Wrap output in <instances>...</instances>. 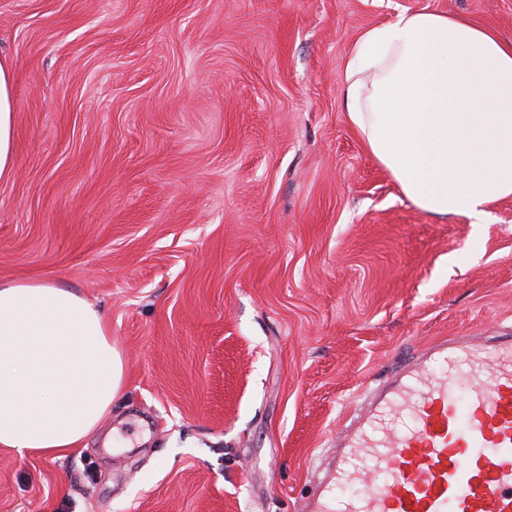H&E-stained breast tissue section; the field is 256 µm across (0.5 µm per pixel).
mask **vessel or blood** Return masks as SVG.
<instances>
[{
    "label": "vessel or blood",
    "instance_id": "b4317fda",
    "mask_svg": "<svg viewBox=\"0 0 512 512\" xmlns=\"http://www.w3.org/2000/svg\"><path fill=\"white\" fill-rule=\"evenodd\" d=\"M363 458L381 474L377 485L366 486ZM343 485L361 491L333 500ZM308 512H512V335L491 346L445 341L409 361L372 394Z\"/></svg>",
    "mask_w": 512,
    "mask_h": 512
}]
</instances>
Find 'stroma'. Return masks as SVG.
<instances>
[{
  "mask_svg": "<svg viewBox=\"0 0 512 512\" xmlns=\"http://www.w3.org/2000/svg\"><path fill=\"white\" fill-rule=\"evenodd\" d=\"M402 9L512 40V0H0V280L76 288L124 363L76 448H0V512H303L369 389L512 333V198L424 212L346 121L342 62ZM16 100L11 64L0 59V180H7L17 165L15 150Z\"/></svg>",
  "mask_w": 512,
  "mask_h": 512,
  "instance_id": "obj_1",
  "label": "stroma"
}]
</instances>
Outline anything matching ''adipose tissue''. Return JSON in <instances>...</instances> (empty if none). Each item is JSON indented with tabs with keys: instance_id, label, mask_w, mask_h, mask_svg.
I'll list each match as a JSON object with an SVG mask.
<instances>
[{
	"instance_id": "adipose-tissue-1",
	"label": "adipose tissue",
	"mask_w": 512,
	"mask_h": 512,
	"mask_svg": "<svg viewBox=\"0 0 512 512\" xmlns=\"http://www.w3.org/2000/svg\"><path fill=\"white\" fill-rule=\"evenodd\" d=\"M350 127L420 210L485 223L512 197V42L468 19L401 10L343 62ZM11 64L0 59V180L17 165ZM103 314L57 281H0V447L77 446L123 391Z\"/></svg>"
}]
</instances>
